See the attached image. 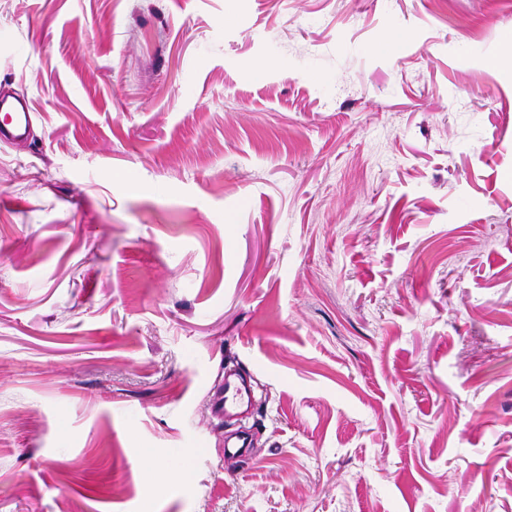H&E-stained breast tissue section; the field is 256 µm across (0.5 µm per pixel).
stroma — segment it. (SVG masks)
Here are the masks:
<instances>
[{
    "mask_svg": "<svg viewBox=\"0 0 512 512\" xmlns=\"http://www.w3.org/2000/svg\"><path fill=\"white\" fill-rule=\"evenodd\" d=\"M3 88L0 512H512V0H0ZM0 110L12 113L6 114L3 124L0 125V140L7 144L9 140H15L26 132L29 126V113L24 102L18 101L15 104L8 102L4 97H0ZM228 371L224 372V389L218 388L210 400L211 414L216 418H227L233 410L245 400L251 404L255 401L253 385L250 380L236 378Z\"/></svg>",
    "mask_w": 512,
    "mask_h": 512,
    "instance_id": "stroma-1",
    "label": "stroma"
}]
</instances>
